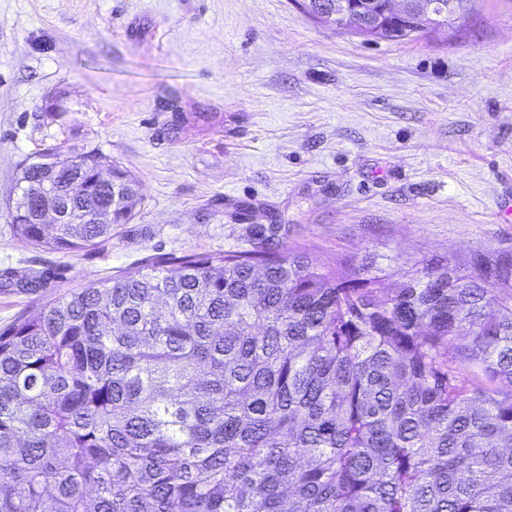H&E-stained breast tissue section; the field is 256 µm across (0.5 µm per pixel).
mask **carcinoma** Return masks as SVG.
Wrapping results in <instances>:
<instances>
[{
    "label": "carcinoma",
    "instance_id": "obj_1",
    "mask_svg": "<svg viewBox=\"0 0 512 512\" xmlns=\"http://www.w3.org/2000/svg\"><path fill=\"white\" fill-rule=\"evenodd\" d=\"M383 2L338 29L421 33L372 31ZM432 2L451 25L471 0ZM23 179L12 228L37 249L106 243L142 201L96 150ZM279 229L0 327V512H512V253L424 258L386 288L372 257L328 267Z\"/></svg>",
    "mask_w": 512,
    "mask_h": 512
}]
</instances>
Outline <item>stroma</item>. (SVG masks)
Masks as SVG:
<instances>
[{
    "mask_svg": "<svg viewBox=\"0 0 512 512\" xmlns=\"http://www.w3.org/2000/svg\"><path fill=\"white\" fill-rule=\"evenodd\" d=\"M68 109L47 111L54 95ZM99 150L143 203L79 253L21 245L7 200L24 162ZM512 0H476L457 32L366 41L292 0H0V327L151 258L283 244L323 262L401 265L512 251Z\"/></svg>",
    "mask_w": 512,
    "mask_h": 512,
    "instance_id": "stroma-1",
    "label": "stroma"
}]
</instances>
